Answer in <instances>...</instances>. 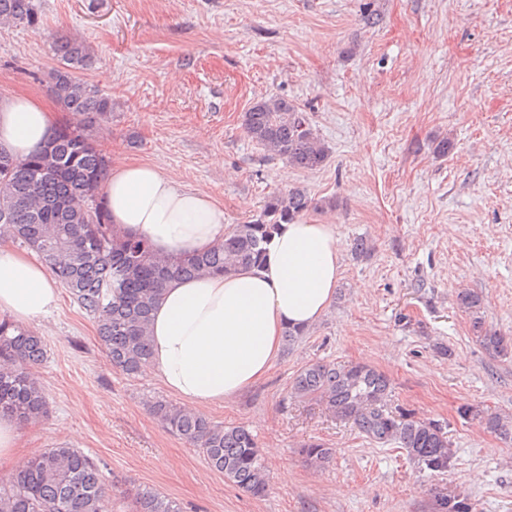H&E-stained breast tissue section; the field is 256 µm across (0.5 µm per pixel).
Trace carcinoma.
<instances>
[{
	"mask_svg": "<svg viewBox=\"0 0 512 512\" xmlns=\"http://www.w3.org/2000/svg\"><path fill=\"white\" fill-rule=\"evenodd\" d=\"M0 24L36 28V0H0ZM58 66L50 91L73 120L60 124L53 138L24 159L0 148V230L32 249L74 301L95 320L112 368L128 377L141 373L151 357L148 326L167 283L202 274H230L262 263L273 234L283 224L318 206L304 189L290 188L264 201L256 218L236 224L214 249L185 257H160L145 238L117 232L110 224L100 190L109 161L97 147L95 127L112 117V98L81 72L93 61L77 40L55 47ZM248 137L270 157L313 171L329 149L303 112L279 96L261 98L243 113ZM460 308L471 315L485 351L512 353V338L484 326L483 297L462 290ZM43 340L7 319L0 320V415L21 423L47 413L45 388L34 369L45 358ZM291 395L318 402L339 420L381 444L397 443L432 475L448 470L452 444L441 424L396 413L390 407L391 382L365 363L317 361L297 373ZM151 413L169 432L202 453L208 466L246 494H268L269 475L252 432L224 426L205 415L166 401ZM480 423L512 436V418L490 415ZM307 462L322 467L332 449L320 443L302 448ZM109 489L100 463L66 445L47 448L9 478L0 481V512H109ZM133 512H181L177 501L152 487L133 494ZM436 512H474L465 496H440Z\"/></svg>",
	"mask_w": 512,
	"mask_h": 512,
	"instance_id": "cac0c4a2",
	"label": "carcinoma"
}]
</instances>
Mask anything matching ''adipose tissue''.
I'll return each instance as SVG.
<instances>
[{
    "label": "adipose tissue",
    "mask_w": 512,
    "mask_h": 512,
    "mask_svg": "<svg viewBox=\"0 0 512 512\" xmlns=\"http://www.w3.org/2000/svg\"><path fill=\"white\" fill-rule=\"evenodd\" d=\"M57 126L53 112L19 94L0 100V145L26 156ZM105 207L117 230L147 238L163 254L198 253L224 239V208L187 189L156 163L111 166ZM336 227L303 218L282 225L261 266L169 283L151 322L147 371L182 405L233 400L264 379L287 327L315 323L341 278ZM60 290L34 256L0 244V314L30 325L59 305Z\"/></svg>",
    "instance_id": "1"
}]
</instances>
